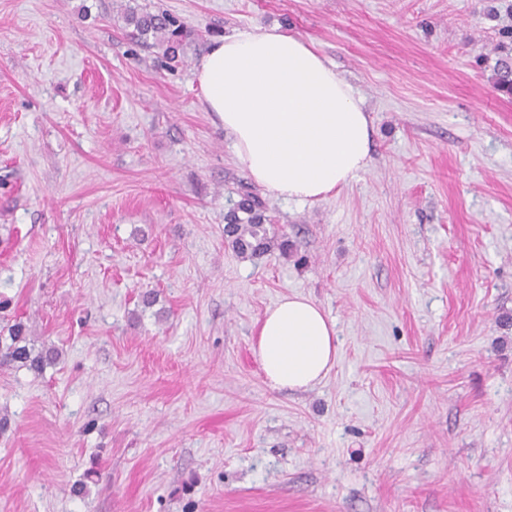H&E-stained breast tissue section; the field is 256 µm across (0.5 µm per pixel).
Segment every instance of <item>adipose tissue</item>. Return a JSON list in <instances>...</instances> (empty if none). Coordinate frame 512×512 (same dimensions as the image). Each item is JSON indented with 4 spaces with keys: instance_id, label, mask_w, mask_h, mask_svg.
<instances>
[{
    "instance_id": "adipose-tissue-1",
    "label": "adipose tissue",
    "mask_w": 512,
    "mask_h": 512,
    "mask_svg": "<svg viewBox=\"0 0 512 512\" xmlns=\"http://www.w3.org/2000/svg\"><path fill=\"white\" fill-rule=\"evenodd\" d=\"M196 79L237 162L269 196L319 202L367 170L368 113L298 35L277 25L224 35L208 46ZM256 355L272 388L308 390L335 363V324L311 298L283 296L261 320Z\"/></svg>"
}]
</instances>
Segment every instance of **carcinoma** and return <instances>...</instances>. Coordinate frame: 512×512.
Here are the masks:
<instances>
[{"label":"carcinoma","mask_w":512,"mask_h":512,"mask_svg":"<svg viewBox=\"0 0 512 512\" xmlns=\"http://www.w3.org/2000/svg\"><path fill=\"white\" fill-rule=\"evenodd\" d=\"M125 24L133 27L132 36L145 46L150 44L164 48V54L170 59L177 58L183 49L187 37L184 24L166 13H150L127 7L123 15ZM224 233L231 242L234 251L242 258L259 257L276 246L288 252L292 244L287 239L275 242L269 236L266 219L261 211V202L250 193L243 194L237 209L229 216L224 225ZM52 358L49 352L32 355L27 338L20 335V329L12 331L11 336H0V363L18 362L35 368Z\"/></svg>","instance_id":"cac0c4a2"}]
</instances>
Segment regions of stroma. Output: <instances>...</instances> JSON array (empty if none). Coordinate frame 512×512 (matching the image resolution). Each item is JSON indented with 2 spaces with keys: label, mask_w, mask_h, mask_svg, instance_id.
<instances>
[{
  "label": "stroma",
  "mask_w": 512,
  "mask_h": 512,
  "mask_svg": "<svg viewBox=\"0 0 512 512\" xmlns=\"http://www.w3.org/2000/svg\"><path fill=\"white\" fill-rule=\"evenodd\" d=\"M128 5L183 20V56ZM270 24L373 121L315 204L264 194L197 95L210 41ZM505 62L512 0H0V335L59 352L0 364V512H512ZM245 191L292 251L236 254ZM292 293L336 324L304 392L255 355ZM125 24L133 27L132 36L141 44L151 47L159 45L164 54L175 60L183 49L187 37L184 24L166 13H150L138 11L135 7H127L123 15ZM149 39L153 43H149Z\"/></svg>",
  "instance_id": "obj_1"
}]
</instances>
